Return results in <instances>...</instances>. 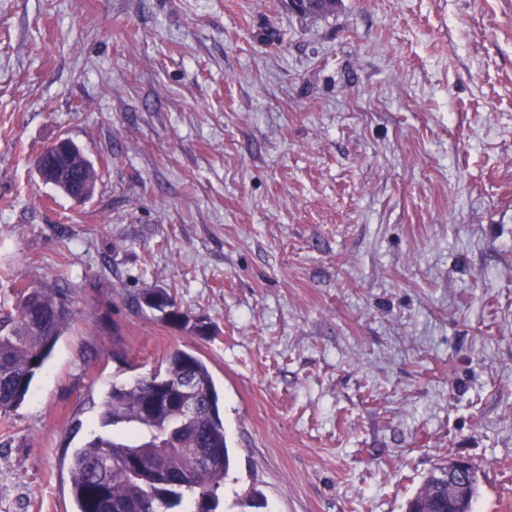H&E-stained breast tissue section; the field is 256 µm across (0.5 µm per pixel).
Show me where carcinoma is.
<instances>
[{"label": "carcinoma", "mask_w": 512, "mask_h": 512, "mask_svg": "<svg viewBox=\"0 0 512 512\" xmlns=\"http://www.w3.org/2000/svg\"><path fill=\"white\" fill-rule=\"evenodd\" d=\"M341 0H306L300 14L320 18L336 13ZM13 311L0 318V412L15 410L26 399L69 316L62 288L20 283ZM137 312L149 310L190 334L203 336L209 325L191 317L163 288L127 297ZM195 390L192 419L180 416L177 389ZM102 425L129 427L133 433L98 435L77 449L72 460L76 512H179L184 498L197 501L196 512H215L216 490L230 469L219 395L208 365L196 355L176 351L164 369L129 385L112 386L102 403ZM213 453L204 464L199 451ZM478 495V468L460 497H448V481L430 472L405 512H472Z\"/></svg>", "instance_id": "cac0c4a2"}]
</instances>
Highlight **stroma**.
<instances>
[{"instance_id":"1","label":"stroma","mask_w":512,"mask_h":512,"mask_svg":"<svg viewBox=\"0 0 512 512\" xmlns=\"http://www.w3.org/2000/svg\"><path fill=\"white\" fill-rule=\"evenodd\" d=\"M62 136L80 202L34 167ZM20 282L70 316L0 414V512H74L105 395L177 350L220 393L218 512H404L451 458L506 512L512 0H0V305ZM129 306L137 312L148 309L160 314V319L166 323L177 325L190 334L206 335L209 325L204 321L192 318L183 311L180 304L162 288H148L127 297Z\"/></svg>"}]
</instances>
